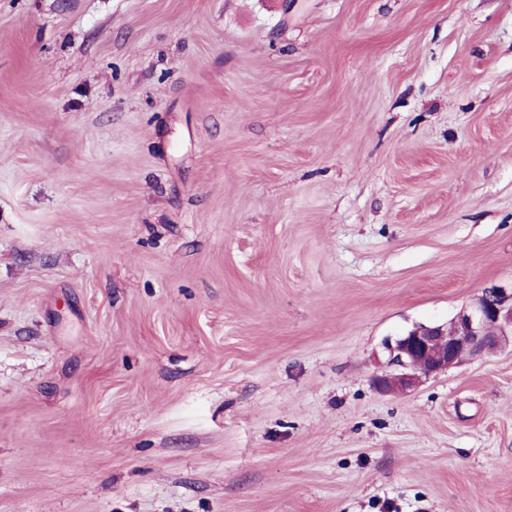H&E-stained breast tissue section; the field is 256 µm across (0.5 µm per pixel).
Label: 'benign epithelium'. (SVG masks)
I'll use <instances>...</instances> for the list:
<instances>
[{"instance_id": "obj_1", "label": "benign epithelium", "mask_w": 512, "mask_h": 512, "mask_svg": "<svg viewBox=\"0 0 512 512\" xmlns=\"http://www.w3.org/2000/svg\"><path fill=\"white\" fill-rule=\"evenodd\" d=\"M512 336V286L492 285L474 302L440 325L414 326L385 341L389 361L402 368L375 379L381 392H408L430 375L442 373Z\"/></svg>"}]
</instances>
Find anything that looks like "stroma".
Wrapping results in <instances>:
<instances>
[{"label":"stroma","instance_id":"stroma-1","mask_svg":"<svg viewBox=\"0 0 512 512\" xmlns=\"http://www.w3.org/2000/svg\"><path fill=\"white\" fill-rule=\"evenodd\" d=\"M512 0H0V512H512ZM512 338V283L492 285L474 302L440 325H415L385 341L389 361L402 368L375 379L381 392H408L423 378L447 371L489 347Z\"/></svg>","mask_w":512,"mask_h":512}]
</instances>
